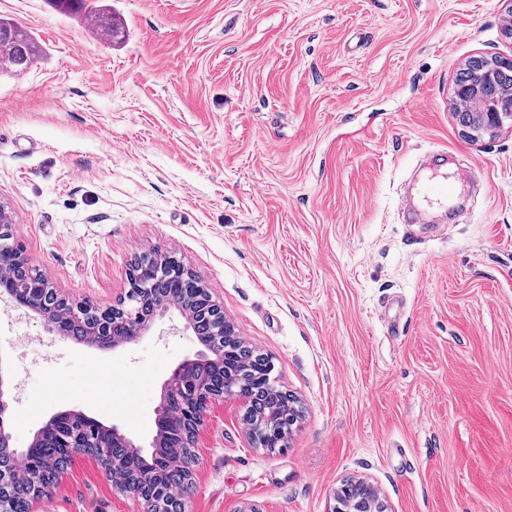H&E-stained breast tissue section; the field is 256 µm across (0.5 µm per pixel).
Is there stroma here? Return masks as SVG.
Segmentation results:
<instances>
[{"instance_id":"obj_1","label":"stroma","mask_w":512,"mask_h":512,"mask_svg":"<svg viewBox=\"0 0 512 512\" xmlns=\"http://www.w3.org/2000/svg\"><path fill=\"white\" fill-rule=\"evenodd\" d=\"M108 2L112 44L0 0L45 48L0 69V204L73 302L117 304L136 257L177 256L298 398L274 452L208 405L187 512H330L349 478L388 512H512V124L472 142L453 117L470 59L512 60V0ZM426 161L458 202L414 224ZM170 325L101 349L0 302L12 447L60 409L147 443L199 348ZM34 510L141 505L78 455Z\"/></svg>"}]
</instances>
